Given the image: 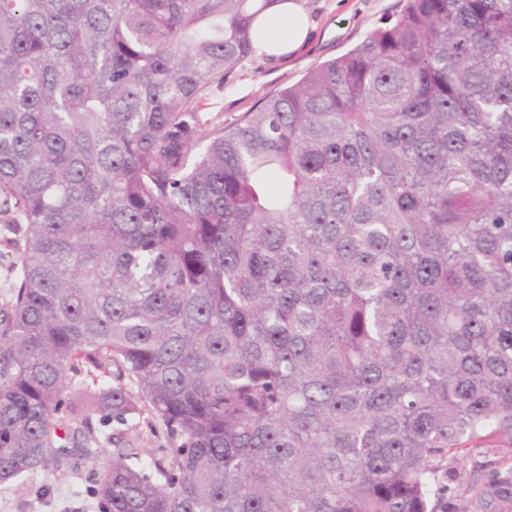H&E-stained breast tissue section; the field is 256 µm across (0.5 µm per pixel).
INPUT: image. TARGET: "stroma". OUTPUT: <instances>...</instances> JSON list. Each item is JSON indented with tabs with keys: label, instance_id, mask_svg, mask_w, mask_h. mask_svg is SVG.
<instances>
[{
	"label": "stroma",
	"instance_id": "35a3bbf8",
	"mask_svg": "<svg viewBox=\"0 0 512 512\" xmlns=\"http://www.w3.org/2000/svg\"><path fill=\"white\" fill-rule=\"evenodd\" d=\"M312 29L305 46L288 60L254 55L226 76L223 88L203 102L205 119L235 123L262 97L297 82L312 67L336 58L367 33L394 21L405 0H302ZM111 449L71 457L22 479L0 482V512H100L95 480Z\"/></svg>",
	"mask_w": 512,
	"mask_h": 512
}]
</instances>
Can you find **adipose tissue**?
Masks as SVG:
<instances>
[{
    "mask_svg": "<svg viewBox=\"0 0 512 512\" xmlns=\"http://www.w3.org/2000/svg\"><path fill=\"white\" fill-rule=\"evenodd\" d=\"M309 30L300 0H276L255 21L254 47L266 56L285 59L306 44Z\"/></svg>",
    "mask_w": 512,
    "mask_h": 512,
    "instance_id": "ef3b65f1",
    "label": "adipose tissue"
}]
</instances>
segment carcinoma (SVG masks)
Returning <instances> with one entry per match:
<instances>
[{
  "label": "carcinoma",
  "mask_w": 512,
  "mask_h": 512,
  "mask_svg": "<svg viewBox=\"0 0 512 512\" xmlns=\"http://www.w3.org/2000/svg\"><path fill=\"white\" fill-rule=\"evenodd\" d=\"M270 2L0 0V481L106 443L101 512H512V0L203 132ZM15 257L11 251L0 246V306L9 292L15 274ZM151 420L148 412H145L140 422L137 421V426L131 423L132 429L129 431V438L141 448H149L156 457H162L168 452L167 448H172L171 441L163 426L155 424L151 427L149 425Z\"/></svg>",
  "instance_id": "obj_1"
}]
</instances>
